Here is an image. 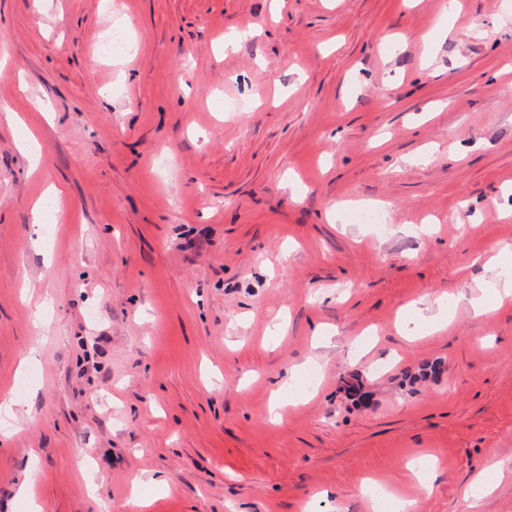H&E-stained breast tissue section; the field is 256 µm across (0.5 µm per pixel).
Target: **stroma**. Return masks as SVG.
<instances>
[{"instance_id":"35a3bbf8","label":"stroma","mask_w":512,"mask_h":512,"mask_svg":"<svg viewBox=\"0 0 512 512\" xmlns=\"http://www.w3.org/2000/svg\"><path fill=\"white\" fill-rule=\"evenodd\" d=\"M445 2L0 0V512H512V12ZM512 271H505L496 266L493 277L487 282L485 289L478 300V306L483 312L496 309L504 297L511 295Z\"/></svg>"}]
</instances>
